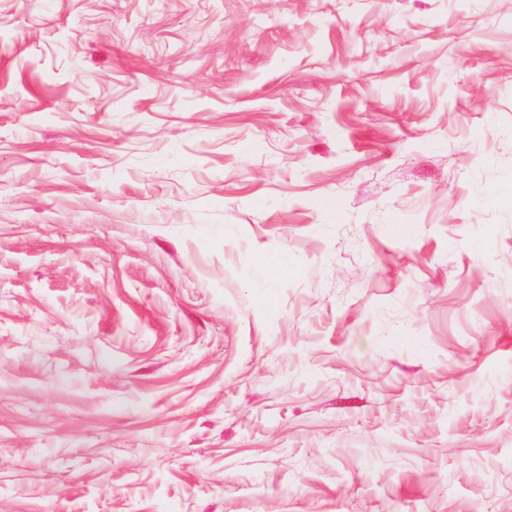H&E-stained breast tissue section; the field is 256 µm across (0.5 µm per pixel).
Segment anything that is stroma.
<instances>
[{"instance_id":"obj_1","label":"stroma","mask_w":512,"mask_h":512,"mask_svg":"<svg viewBox=\"0 0 512 512\" xmlns=\"http://www.w3.org/2000/svg\"><path fill=\"white\" fill-rule=\"evenodd\" d=\"M511 178L512 0H0V512H512Z\"/></svg>"}]
</instances>
